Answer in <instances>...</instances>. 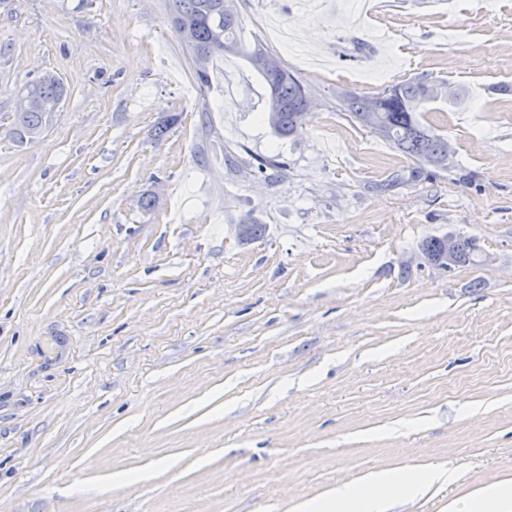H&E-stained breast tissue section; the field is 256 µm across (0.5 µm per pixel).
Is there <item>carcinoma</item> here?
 <instances>
[{"mask_svg":"<svg viewBox=\"0 0 512 512\" xmlns=\"http://www.w3.org/2000/svg\"><path fill=\"white\" fill-rule=\"evenodd\" d=\"M172 33L186 50L199 87L210 88V65L227 56L241 57L264 81L266 97L260 120L279 139L300 135L303 116L312 108V90L292 74L280 56L260 43L246 46L240 37L238 12L225 9V0H168ZM32 96V105L14 115L8 137L23 145L36 141L49 125L51 113L60 110L65 94L62 82L52 74L22 88ZM448 100V85L439 78L422 75L385 88L377 94L345 91L339 105L349 112L352 121L388 142L410 165L416 180L448 161V139L423 121L428 105ZM180 122L174 113L155 124L154 135L162 139ZM245 237L257 240L264 236L266 225L253 216L242 218ZM446 247L445 238L431 237L421 244L425 259L434 264ZM478 247L470 237L457 236L456 265L477 263Z\"/></svg>","mask_w":512,"mask_h":512,"instance_id":"obj_1","label":"carcinoma"}]
</instances>
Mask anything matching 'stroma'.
I'll return each instance as SVG.
<instances>
[{
  "label": "stroma",
  "instance_id": "obj_1",
  "mask_svg": "<svg viewBox=\"0 0 512 512\" xmlns=\"http://www.w3.org/2000/svg\"><path fill=\"white\" fill-rule=\"evenodd\" d=\"M483 3L236 0L316 98L281 140L241 58L185 96L167 0H0V512H296L449 463L392 510L448 512L512 477V0ZM49 71L59 115L17 146ZM421 74L465 96L431 104L452 154L411 182L336 91ZM448 234L478 266L426 261ZM21 91L32 96L33 102L29 107V99L19 96L17 110L23 111L29 108L23 112H15L8 137L23 145L39 139V135L49 125L51 113L60 110L65 88L56 76L46 74L40 80L26 84ZM55 118L50 122V125Z\"/></svg>",
  "mask_w": 512,
  "mask_h": 512
}]
</instances>
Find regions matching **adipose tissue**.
Returning <instances> with one entry per match:
<instances>
[{
	"label": "adipose tissue",
	"mask_w": 512,
	"mask_h": 512,
	"mask_svg": "<svg viewBox=\"0 0 512 512\" xmlns=\"http://www.w3.org/2000/svg\"><path fill=\"white\" fill-rule=\"evenodd\" d=\"M456 468L390 469L371 473L363 484L337 486L326 497L302 502L300 512H389L394 498H414L428 486L457 481ZM462 512H512V479L497 480L462 499Z\"/></svg>",
	"instance_id": "obj_1"
}]
</instances>
